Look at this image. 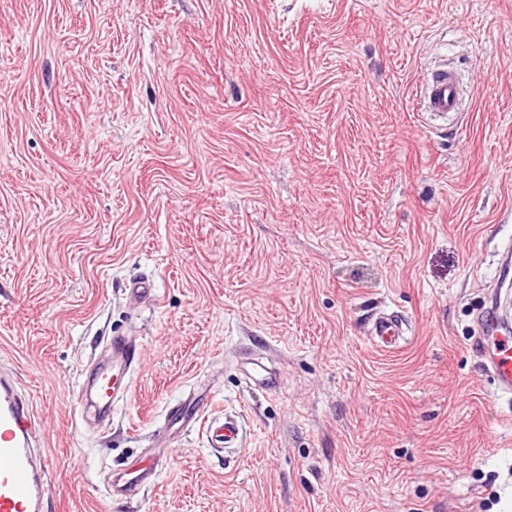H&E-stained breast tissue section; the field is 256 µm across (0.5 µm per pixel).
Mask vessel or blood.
<instances>
[{
    "instance_id": "b4317fda",
    "label": "vessel or blood",
    "mask_w": 512,
    "mask_h": 512,
    "mask_svg": "<svg viewBox=\"0 0 512 512\" xmlns=\"http://www.w3.org/2000/svg\"><path fill=\"white\" fill-rule=\"evenodd\" d=\"M459 84L454 70L443 67L431 71L425 82V111L433 120L450 121L459 106ZM476 346L483 353L488 370L496 380L498 397H512V329L502 324L495 311H487L479 320ZM407 324L405 317L381 315L373 323L370 336L377 344L391 348L401 339ZM112 358L98 363L80 391L82 415L109 416L112 405L130 389L137 343L129 336L113 337ZM247 380L275 390L282 386L279 371L251 357L241 365ZM212 396L194 397L170 407L174 423L185 427L202 422L212 451L237 447L242 428L237 416L206 419ZM41 436L34 414L22 399L14 379L0 373V512H44L45 483L49 463L40 446ZM156 469L145 463L136 469L122 470L112 478L111 499H132L154 484Z\"/></svg>"
}]
</instances>
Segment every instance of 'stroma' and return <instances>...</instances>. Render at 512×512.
Here are the masks:
<instances>
[{
  "label": "stroma",
  "instance_id": "stroma-1",
  "mask_svg": "<svg viewBox=\"0 0 512 512\" xmlns=\"http://www.w3.org/2000/svg\"><path fill=\"white\" fill-rule=\"evenodd\" d=\"M511 246L512 0H0V368L46 512H512V400L471 347L489 293L512 325ZM114 336L133 381L86 429ZM209 390L243 423L225 453L166 419ZM144 457L155 485L108 499ZM459 96L458 77L454 70L443 67L431 71L425 82V114L431 120L448 123L458 113ZM407 323L408 320L402 315H381L370 329L371 339L383 347H395L403 336ZM241 368L247 380L262 384L268 390H275L283 385L281 373L265 365L260 357L247 358Z\"/></svg>",
  "mask_w": 512,
  "mask_h": 512
}]
</instances>
